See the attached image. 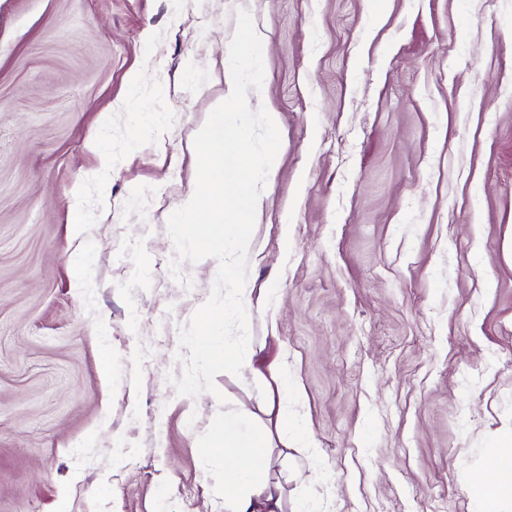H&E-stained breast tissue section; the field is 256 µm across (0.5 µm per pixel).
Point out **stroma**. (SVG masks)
I'll return each mask as SVG.
<instances>
[{
  "label": "stroma",
  "mask_w": 512,
  "mask_h": 512,
  "mask_svg": "<svg viewBox=\"0 0 512 512\" xmlns=\"http://www.w3.org/2000/svg\"><path fill=\"white\" fill-rule=\"evenodd\" d=\"M241 8L281 134L246 285L288 512H478L512 444V0H0V512L224 500L209 433L256 394L170 383L219 263L172 275L167 222ZM252 382L257 392V410L268 415H273L276 409V427L279 429H288V426L294 422V419L288 412L286 400L281 397V390L285 388V382L273 373H271L268 378L265 374L257 370H253ZM276 394L278 395L277 403Z\"/></svg>",
  "instance_id": "35a3bbf8"
}]
</instances>
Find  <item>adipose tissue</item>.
<instances>
[{"mask_svg": "<svg viewBox=\"0 0 512 512\" xmlns=\"http://www.w3.org/2000/svg\"><path fill=\"white\" fill-rule=\"evenodd\" d=\"M252 382L257 392L256 405L239 407L235 412L236 419L250 420L258 410L274 416L275 427L288 428L293 417L286 401L279 397L285 387L284 381L257 371ZM270 429L262 425L240 433L224 423L212 431L210 440L223 446L226 460L224 512H286V489L269 474L273 454Z\"/></svg>", "mask_w": 512, "mask_h": 512, "instance_id": "obj_1", "label": "adipose tissue"}]
</instances>
